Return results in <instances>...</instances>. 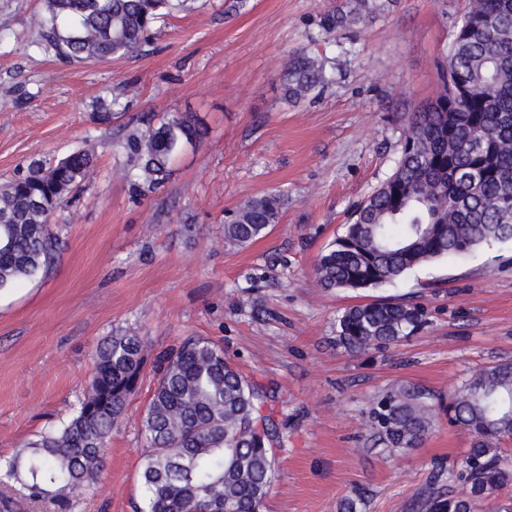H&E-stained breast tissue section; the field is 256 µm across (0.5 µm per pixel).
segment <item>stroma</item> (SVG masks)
<instances>
[{"instance_id":"stroma-1","label":"stroma","mask_w":512,"mask_h":512,"mask_svg":"<svg viewBox=\"0 0 512 512\" xmlns=\"http://www.w3.org/2000/svg\"><path fill=\"white\" fill-rule=\"evenodd\" d=\"M366 23L325 35L350 0H188L124 58L68 62L38 48L41 0H0V182L35 160L86 150L95 166L58 208L62 240L48 272L0 289V460L77 410L105 338L135 328L150 354L197 336L223 347L270 391L287 421L264 512H338L353 490L363 512H408L434 472L461 462L469 432L439 416L410 452L359 440L373 397L395 383L447 396L480 368L512 361V241L420 267L393 286L323 292L317 256L401 155L404 113L430 102L470 0H376ZM304 49L334 79L286 101L283 60ZM120 98L111 124L98 102ZM189 112L204 128L164 184L116 176L124 137L147 119ZM285 199L266 235L225 243L227 215L268 193ZM419 295L428 324L400 344L352 355L338 317L377 296ZM145 375L114 430L93 489L72 512L143 505Z\"/></svg>"}]
</instances>
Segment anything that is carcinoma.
I'll list each match as a JSON object with an SVG mask.
<instances>
[{"label": "carcinoma", "instance_id": "cac0c4a2", "mask_svg": "<svg viewBox=\"0 0 512 512\" xmlns=\"http://www.w3.org/2000/svg\"><path fill=\"white\" fill-rule=\"evenodd\" d=\"M185 0H43L38 45L70 62L120 59L137 51L150 28ZM374 11L356 0L328 14L330 36ZM437 96L408 119L393 174L359 203L343 234L318 257L314 275L326 292L380 288L440 259L512 240V0H471L446 55ZM287 98L298 102L331 81L324 61L296 51L284 64ZM203 129L190 113H171L124 139L125 175L147 189L162 186L183 149ZM93 165L88 151L53 164L33 162L0 184V288L36 276L57 258L49 218ZM282 198H249L224 225V240L246 246L277 222ZM427 323L412 300L380 297L338 318L336 341L352 354L397 344ZM148 346L136 331L112 336L95 351V371L73 418L0 465V512H21L18 492L70 512L71 494L98 482L103 451L143 377ZM153 393L143 412L146 452L140 512H262L275 476L273 414L267 396L219 345L188 336L155 355ZM474 436L459 466L436 473L413 496V512H475L512 482V363L471 374L448 403L428 390L397 383L363 415L364 443L394 451L421 447L439 413ZM359 491L341 512H361Z\"/></svg>", "mask_w": 512, "mask_h": 512}]
</instances>
